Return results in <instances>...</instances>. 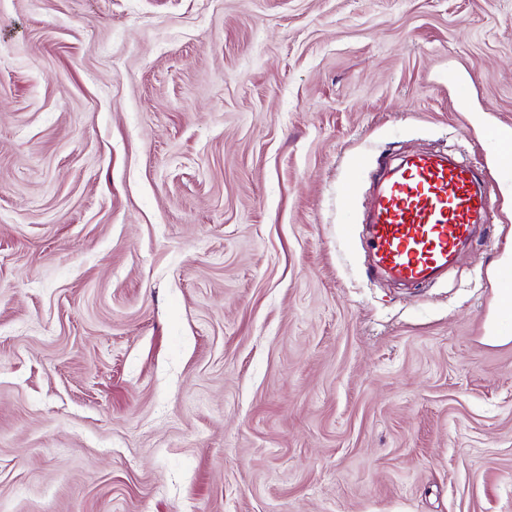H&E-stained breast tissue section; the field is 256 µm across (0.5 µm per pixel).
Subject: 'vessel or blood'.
Returning <instances> with one entry per match:
<instances>
[{
  "label": "vessel or blood",
  "instance_id": "b4317fda",
  "mask_svg": "<svg viewBox=\"0 0 512 512\" xmlns=\"http://www.w3.org/2000/svg\"><path fill=\"white\" fill-rule=\"evenodd\" d=\"M377 177L366 217L376 264L405 283L425 285L446 270L491 210L476 172L440 151L379 163Z\"/></svg>",
  "mask_w": 512,
  "mask_h": 512
}]
</instances>
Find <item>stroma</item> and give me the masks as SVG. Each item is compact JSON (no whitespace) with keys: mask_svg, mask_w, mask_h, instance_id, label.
<instances>
[{"mask_svg":"<svg viewBox=\"0 0 512 512\" xmlns=\"http://www.w3.org/2000/svg\"><path fill=\"white\" fill-rule=\"evenodd\" d=\"M509 132L512 0H0V512H512ZM426 149L494 207L413 288ZM377 177L366 217L376 264L405 283L426 285L448 269L459 244L491 210L476 172L440 151L379 163ZM498 280V296L501 309L512 315V266L505 264L497 274Z\"/></svg>","mask_w":512,"mask_h":512,"instance_id":"1","label":"stroma"}]
</instances>
